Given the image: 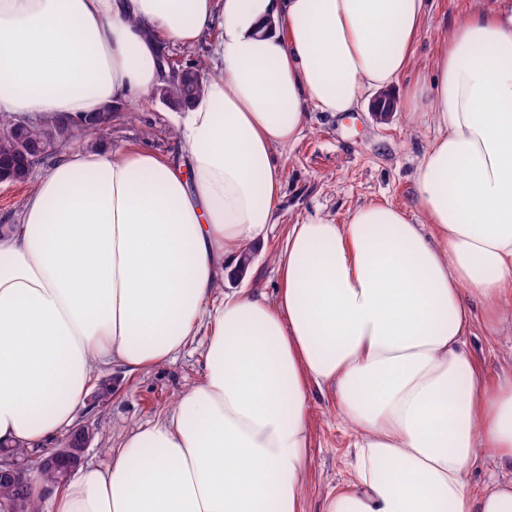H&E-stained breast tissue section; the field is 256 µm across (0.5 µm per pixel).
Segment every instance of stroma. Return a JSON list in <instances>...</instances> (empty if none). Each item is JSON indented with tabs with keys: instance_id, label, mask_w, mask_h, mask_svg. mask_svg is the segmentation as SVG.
<instances>
[{
	"instance_id": "obj_1",
	"label": "stroma",
	"mask_w": 512,
	"mask_h": 512,
	"mask_svg": "<svg viewBox=\"0 0 512 512\" xmlns=\"http://www.w3.org/2000/svg\"><path fill=\"white\" fill-rule=\"evenodd\" d=\"M479 6L504 18L512 15V0H429L402 84L430 78L447 30ZM220 34L219 27H210L196 44H170L165 54L178 63L215 72ZM173 112V107L147 94L118 109L100 136L93 139L79 134L71 145H106L116 152L146 147L162 156H181L185 144L171 122ZM433 135L432 125L416 119L401 100L383 119L369 101L347 113L310 110L297 140L277 149L283 163V197L273 224L266 228L263 247L253 249L245 276L218 283L213 301L240 288L274 295L276 258L288 230L308 218L327 217L342 224L357 205L387 201L409 207L412 219L422 220V213L414 207L415 170ZM48 168V163L38 164L21 185L0 183V224L20 223L26 198ZM206 343V336H195L174 359L135 373L116 364L95 366L94 381H110L113 393L109 403L85 407L77 417L78 422L88 421L97 428L86 452L87 464H107L130 431L172 413L179 395L203 378ZM309 404L312 448L304 512H322L325 495L347 472L349 438L330 394L311 392Z\"/></svg>"
}]
</instances>
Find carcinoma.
<instances>
[{"mask_svg": "<svg viewBox=\"0 0 512 512\" xmlns=\"http://www.w3.org/2000/svg\"><path fill=\"white\" fill-rule=\"evenodd\" d=\"M184 71L186 84L175 90L167 103L187 106L203 94L209 76L198 65L180 67ZM112 119L111 107L95 115L84 129L88 135H96L106 128ZM0 163L4 165L8 181L23 183L29 177L33 166L48 158L66 151L72 138V129L66 124L19 126L8 116L0 115Z\"/></svg>", "mask_w": 512, "mask_h": 512, "instance_id": "1", "label": "carcinoma"}]
</instances>
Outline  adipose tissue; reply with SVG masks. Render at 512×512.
Masks as SVG:
<instances>
[{"label":"adipose tissue","instance_id":"1","mask_svg":"<svg viewBox=\"0 0 512 512\" xmlns=\"http://www.w3.org/2000/svg\"><path fill=\"white\" fill-rule=\"evenodd\" d=\"M427 0H0V113L77 128L159 82L163 42L219 24L221 66L180 115L176 160L61 153L0 235V444L47 447L95 364L167 362L207 327L205 375L48 512H303L309 394L349 433L323 512H512V369L466 347L512 320V18L477 9L433 82L404 87ZM402 87L435 135L415 172L424 222L368 202L292 225L275 297L211 296L271 223L276 147L308 108ZM494 467L474 488L468 471ZM477 336L467 338V348L474 355L475 360L489 380H494L504 365L506 348L503 344L485 336L484 331L476 329Z\"/></svg>","mask_w":512,"mask_h":512}]
</instances>
